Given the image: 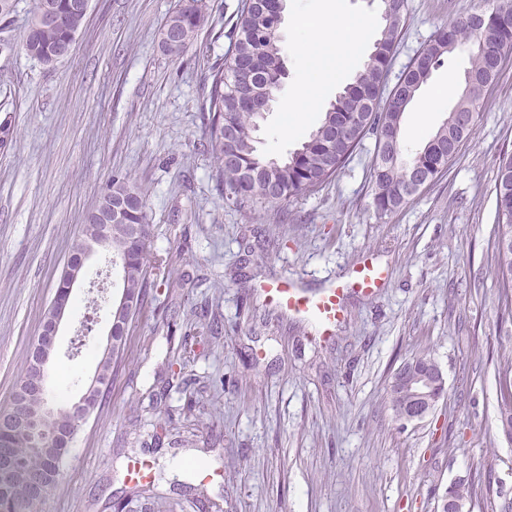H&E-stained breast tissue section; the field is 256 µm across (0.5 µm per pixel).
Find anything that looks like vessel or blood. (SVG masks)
<instances>
[{"label": "vessel or blood", "instance_id": "vessel-or-blood-1", "mask_svg": "<svg viewBox=\"0 0 512 512\" xmlns=\"http://www.w3.org/2000/svg\"><path fill=\"white\" fill-rule=\"evenodd\" d=\"M385 280L383 270L374 263H365L352 272L342 273L326 288L308 293L292 279L281 278L266 286L265 291L280 308L289 314L309 318L317 323L322 333H329L341 319L343 300L347 291L358 290L370 294Z\"/></svg>", "mask_w": 512, "mask_h": 512}]
</instances>
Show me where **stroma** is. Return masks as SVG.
I'll list each match as a JSON object with an SVG mask.
<instances>
[{"label":"stroma","mask_w":512,"mask_h":512,"mask_svg":"<svg viewBox=\"0 0 512 512\" xmlns=\"http://www.w3.org/2000/svg\"><path fill=\"white\" fill-rule=\"evenodd\" d=\"M504 0H404L388 81L445 23ZM241 0H206L207 23L180 56L161 29L177 0H91L72 55L46 65L24 49L36 0L0 21V410L29 364L70 243L112 179L148 195L151 286L123 360L65 457L42 512H437L452 483L473 512L512 501V441L499 421L497 364L512 354L500 314L492 229L496 173L512 153V54L481 99L458 154L394 213L372 205L375 138L318 191L254 211L214 178L205 109ZM320 0H286V74L255 137L293 151L282 111L307 67ZM469 52L445 58L421 96L453 91L430 124L405 112V145H424L465 87ZM386 285L349 294L334 335L257 290L288 276L322 288L364 260ZM92 262L56 336V400L93 375L118 277ZM189 337L180 347L179 337ZM427 354L445 394L420 423L398 420L390 385ZM151 463L135 492L127 466Z\"/></svg>","instance_id":"35a3bbf8"}]
</instances>
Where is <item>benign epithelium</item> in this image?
<instances>
[{
    "mask_svg": "<svg viewBox=\"0 0 512 512\" xmlns=\"http://www.w3.org/2000/svg\"><path fill=\"white\" fill-rule=\"evenodd\" d=\"M97 214V211H92ZM99 215V214H97ZM94 233L85 240L83 249L73 254L62 272L68 288L85 277L88 263L99 253H112V216L99 215ZM70 308V294H55L46 314L42 332L33 343L30 356V376L20 381L12 395L8 410L0 412V433L20 432L29 445L41 452L52 467L65 456L77 432L92 416L102 388L112 370L113 347L119 332L118 324L111 325L102 357L94 374L84 383L79 395L67 402L54 399L48 385L54 357L55 336ZM394 383L405 385L410 398L399 413L406 422L420 421L428 416L443 396L445 379L436 364ZM56 477L46 478L15 463L10 450L0 446V486L21 483L32 497H46L56 484Z\"/></svg>",
    "mask_w": 512,
    "mask_h": 512,
    "instance_id": "benign-epithelium-1",
    "label": "benign epithelium"
}]
</instances>
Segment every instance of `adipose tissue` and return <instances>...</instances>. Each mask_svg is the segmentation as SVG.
I'll list each match as a JSON object with an SVG mask.
<instances>
[{
	"mask_svg": "<svg viewBox=\"0 0 512 512\" xmlns=\"http://www.w3.org/2000/svg\"><path fill=\"white\" fill-rule=\"evenodd\" d=\"M325 8L320 21L309 32L307 68L317 73V80L303 79L295 97L289 102L281 132L286 136L298 134L308 116L317 110L323 91L330 83L340 81L346 67L363 47L374 28L369 16L344 15L337 0H323Z\"/></svg>",
	"mask_w": 512,
	"mask_h": 512,
	"instance_id": "1",
	"label": "adipose tissue"
}]
</instances>
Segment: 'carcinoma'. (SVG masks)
<instances>
[{
	"label": "carcinoma",
	"mask_w": 512,
	"mask_h": 512,
	"mask_svg": "<svg viewBox=\"0 0 512 512\" xmlns=\"http://www.w3.org/2000/svg\"><path fill=\"white\" fill-rule=\"evenodd\" d=\"M70 0H37L36 9L53 7L62 12L61 25L38 28L33 13L25 38L27 54L44 63L69 34H77L84 18L69 9ZM381 37L364 69L353 83L330 102L320 124L284 159L261 155L254 133L263 113L254 100L278 90L283 76V49L278 25L280 9L276 0H244L229 35L224 62L209 76L208 147L215 159L217 184L224 198L241 210H256L279 204L297 195L313 192L335 177L361 141L376 137L372 165L373 206L381 216L395 212L412 194L407 187L412 175L430 183L458 152L462 141L476 125L481 94H462L448 112L444 123L425 145L408 153L402 145L404 112L396 105H410L432 72L458 48L469 51L467 76L486 87L498 74V56L512 52V6L479 9L438 29L430 43L386 91L389 64L400 34L404 0H383ZM207 21L203 0L179 2L164 27H179L185 43L170 52L179 56L195 39ZM106 194L124 203L123 222L112 227V256L119 260L121 288L142 303L149 287V224L146 223L147 193L125 181L114 180ZM497 221L493 226L496 272L502 284L501 308L512 316V247L503 250L500 241L512 240V154L500 158L496 174ZM499 414L512 416V357L498 366ZM14 453L31 468L45 463L16 439ZM22 505L24 512H39L42 501L30 497L22 487L6 490Z\"/></svg>",
	"instance_id": "1"
}]
</instances>
